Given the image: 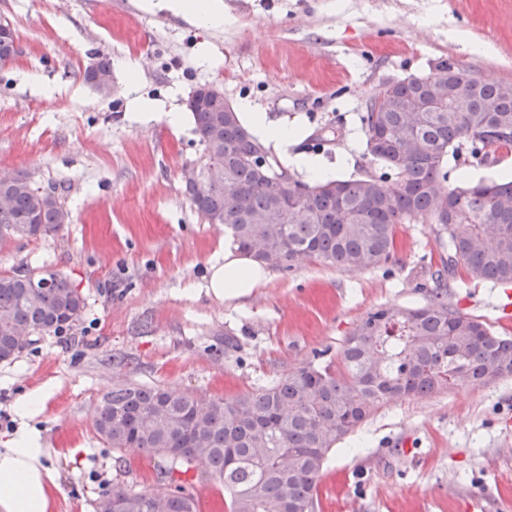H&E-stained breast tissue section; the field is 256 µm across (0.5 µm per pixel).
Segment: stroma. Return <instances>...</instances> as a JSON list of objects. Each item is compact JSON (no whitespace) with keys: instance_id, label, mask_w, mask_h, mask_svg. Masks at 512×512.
<instances>
[{"instance_id":"35a3bbf8","label":"stroma","mask_w":512,"mask_h":512,"mask_svg":"<svg viewBox=\"0 0 512 512\" xmlns=\"http://www.w3.org/2000/svg\"><path fill=\"white\" fill-rule=\"evenodd\" d=\"M19 55L0 66V169L56 186L72 221L32 241L0 239V272L68 276L86 299L74 343L52 333L0 362V432L16 397L48 388L35 418L57 468L52 512H94L114 479L154 486L158 458L114 453L92 419L114 383L159 384L229 398L313 360H336L371 309L416 307L445 255L432 222L400 224L388 261L345 270L316 260L271 269L250 295L221 300L203 280L224 256V228L201 222L182 179L202 146L187 102L201 85L297 127L289 153L355 178L360 115L380 85L434 75L444 61L487 82H512V0H224L203 27L146 0H0ZM105 59L112 93L84 79ZM137 76H130V68ZM183 112L170 124V110ZM450 184L512 171V147L488 164L448 157ZM450 304L497 335L511 284L457 268ZM233 338L225 347V338ZM80 457H72V449ZM315 512H512V378L379 408L329 453Z\"/></svg>"}]
</instances>
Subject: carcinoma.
<instances>
[{
    "instance_id": "obj_1",
    "label": "carcinoma",
    "mask_w": 512,
    "mask_h": 512,
    "mask_svg": "<svg viewBox=\"0 0 512 512\" xmlns=\"http://www.w3.org/2000/svg\"><path fill=\"white\" fill-rule=\"evenodd\" d=\"M416 100L432 112H407ZM203 145L238 188L224 196V179L187 189L199 219L222 224L238 248L261 264L288 270L316 259L352 270L374 267L394 248V228L433 220L448 246L436 271L463 265L472 278L512 283V180L480 178L447 184L444 161L468 146L477 163L489 147L512 146V83L485 82L448 62L431 77L379 86L361 115L363 157L380 172L306 183L288 171L242 123L224 117V98L198 87L188 100ZM264 157L260 170L252 157ZM288 174V186L280 178ZM0 238L40 239L71 221L54 186L20 177L6 188ZM285 224H265L276 207ZM49 287L33 274H0V361L21 351L11 332L32 335L72 329L85 302L67 277L46 269ZM512 377V339L448 303L433 288L415 308L381 305L367 313L339 351V368L309 362L269 386L231 398L201 400L159 384L112 385L95 408L96 437L118 453L158 456L156 485L140 490L117 481L107 494L118 512H199L196 496L174 474L191 468L224 486L229 512H314L317 481L328 454L382 405L466 384Z\"/></svg>"
}]
</instances>
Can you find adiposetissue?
Listing matches in <instances>:
<instances>
[{
    "instance_id": "obj_1",
    "label": "adipose tissue",
    "mask_w": 512,
    "mask_h": 512,
    "mask_svg": "<svg viewBox=\"0 0 512 512\" xmlns=\"http://www.w3.org/2000/svg\"><path fill=\"white\" fill-rule=\"evenodd\" d=\"M206 288L219 299L248 295L264 281L266 265L239 253L234 245L224 247V259L207 269ZM52 393L47 389L27 391L15 401L21 422L10 435L0 438V512H49L57 471L39 429L31 426Z\"/></svg>"
}]
</instances>
